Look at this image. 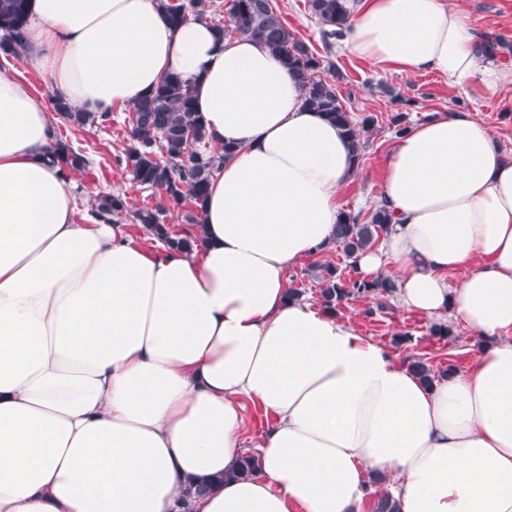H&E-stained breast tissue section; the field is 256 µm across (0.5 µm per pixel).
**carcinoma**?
Wrapping results in <instances>:
<instances>
[{
  "mask_svg": "<svg viewBox=\"0 0 512 512\" xmlns=\"http://www.w3.org/2000/svg\"><path fill=\"white\" fill-rule=\"evenodd\" d=\"M310 10L321 27L326 46L343 40L351 15L350 0H309ZM229 24H216L222 36L233 34L257 39L269 46L283 66L302 85L304 103L324 114L348 138L354 157H363L369 146L375 119L366 116L356 121L339 94L334 77L336 65L318 55L308 44L288 29L280 17L277 0H229ZM165 19L174 27L191 17L207 14V0H160ZM28 24V0H0V55L4 59L23 51L24 31ZM479 54L488 59L511 53L512 45L493 36H481L477 42ZM54 109L76 127L105 128L112 123L110 112H78L59 96ZM130 122L125 128L129 141L117 161L133 173L134 180L164 194L175 207L186 201L202 211L211 174L229 152L220 146L215 150H200L209 143L202 117L195 111L189 87L176 73L168 74L147 96L132 107ZM57 162L69 171L84 172L93 159L79 148L59 143L53 150ZM127 210L126 200L108 194L98 200L96 212L105 221ZM133 219L166 244L191 251L199 246L201 237H173L165 224L163 210L143 208L133 212ZM389 215L381 206L367 219L350 211L340 213L335 227L334 244L348 258L371 246L386 230ZM322 303L335 310L351 298L371 297L375 300L392 294L394 281L389 277L366 280L345 278L333 265L324 267Z\"/></svg>",
  "mask_w": 512,
  "mask_h": 512,
  "instance_id": "cac0c4a2",
  "label": "carcinoma"
}]
</instances>
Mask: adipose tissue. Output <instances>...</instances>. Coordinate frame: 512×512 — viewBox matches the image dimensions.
I'll use <instances>...</instances> for the list:
<instances>
[{
    "instance_id": "adipose-tissue-1",
    "label": "adipose tissue",
    "mask_w": 512,
    "mask_h": 512,
    "mask_svg": "<svg viewBox=\"0 0 512 512\" xmlns=\"http://www.w3.org/2000/svg\"><path fill=\"white\" fill-rule=\"evenodd\" d=\"M345 42L373 68L496 90L447 0H361ZM21 61L71 108L131 106L168 74L211 142L200 245L152 252L121 225L75 220L52 119L0 70V512H512V158L470 113L411 127L378 186L391 222L360 252L397 304L482 343L426 383L351 322L287 294L331 248L359 169L336 125L262 42L180 27L158 0H30ZM462 273L459 284L449 278ZM273 417L245 456L247 404Z\"/></svg>"
}]
</instances>
